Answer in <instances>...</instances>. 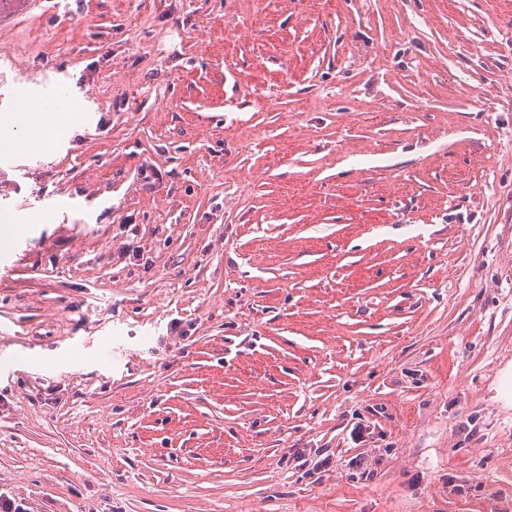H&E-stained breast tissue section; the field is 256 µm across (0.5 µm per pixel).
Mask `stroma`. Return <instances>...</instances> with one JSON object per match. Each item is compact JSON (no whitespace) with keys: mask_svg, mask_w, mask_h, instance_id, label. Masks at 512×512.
Here are the masks:
<instances>
[{"mask_svg":"<svg viewBox=\"0 0 512 512\" xmlns=\"http://www.w3.org/2000/svg\"><path fill=\"white\" fill-rule=\"evenodd\" d=\"M0 493L512 512V0H0ZM63 115L49 112L43 103L30 98L22 99V105L7 120H0V146L5 145L16 153L43 150L47 145L41 137H19L18 127H31L42 131H53Z\"/></svg>","mask_w":512,"mask_h":512,"instance_id":"35a3bbf8","label":"stroma"}]
</instances>
